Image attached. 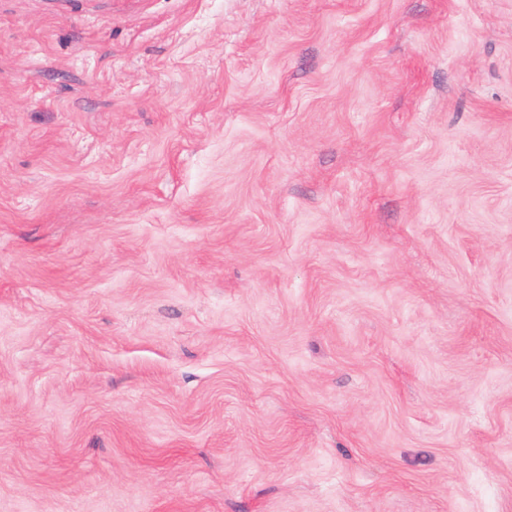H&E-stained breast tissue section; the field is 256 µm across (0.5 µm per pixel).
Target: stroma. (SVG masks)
<instances>
[{"label": "stroma", "instance_id": "35a3bbf8", "mask_svg": "<svg viewBox=\"0 0 512 512\" xmlns=\"http://www.w3.org/2000/svg\"><path fill=\"white\" fill-rule=\"evenodd\" d=\"M0 512H512V0H0Z\"/></svg>", "mask_w": 512, "mask_h": 512}]
</instances>
